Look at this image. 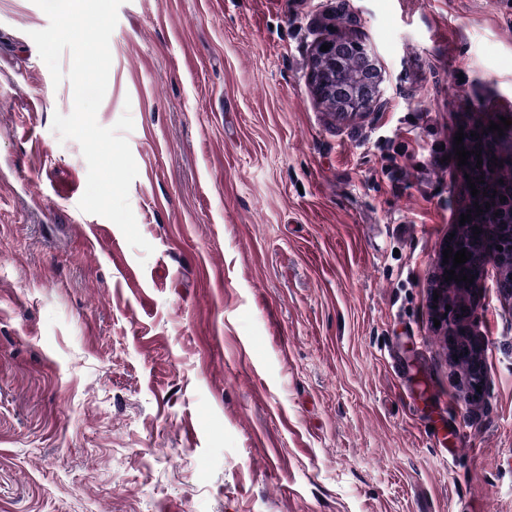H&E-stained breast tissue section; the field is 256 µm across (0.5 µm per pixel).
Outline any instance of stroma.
Instances as JSON below:
<instances>
[{
	"instance_id": "obj_1",
	"label": "stroma",
	"mask_w": 512,
	"mask_h": 512,
	"mask_svg": "<svg viewBox=\"0 0 512 512\" xmlns=\"http://www.w3.org/2000/svg\"><path fill=\"white\" fill-rule=\"evenodd\" d=\"M48 24L0 0V512H512V297L488 266L474 400L433 300L512 0H124L97 121L148 256L79 207ZM333 37L381 109L314 94ZM337 41L342 40L323 39L319 41L311 58L310 82L314 91L320 95L322 99L325 96L324 84L326 65L332 62V54ZM323 44L328 45L329 50L322 52L320 47ZM340 60V65L336 66V69L330 72L329 84L326 87L327 95L325 96L331 103L336 101V111L350 114L349 118H355L365 115L367 113L366 111L381 106L385 102V100L382 99L384 96L383 84L385 82V76L381 74V71H379V73L375 71L364 49L358 43L345 41L342 43ZM374 71L377 77L371 89L368 91V94L365 95L363 99H360L353 109V112H345L340 103L346 96V93H343V91H347L351 75L355 73L362 74L367 80L372 81L375 78V74H373ZM323 101L325 102L324 99ZM325 103L329 105L328 107L331 110H335L329 102Z\"/></svg>"
}]
</instances>
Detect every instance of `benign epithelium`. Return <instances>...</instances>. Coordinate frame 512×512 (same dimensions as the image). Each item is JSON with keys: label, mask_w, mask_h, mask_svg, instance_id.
I'll list each match as a JSON object with an SVG mask.
<instances>
[{"label": "benign epithelium", "mask_w": 512, "mask_h": 512, "mask_svg": "<svg viewBox=\"0 0 512 512\" xmlns=\"http://www.w3.org/2000/svg\"><path fill=\"white\" fill-rule=\"evenodd\" d=\"M324 44L329 47V50L325 52L320 50V46ZM335 47L336 40L323 39L317 43L311 58L310 82L314 91L322 97L325 96L326 65L332 62V54ZM384 82L385 76L381 73L377 74L368 94L356 104L353 112L350 113V117L363 116L367 111L375 109L384 103ZM503 195L508 205L509 223L486 226V230L497 236L499 245L503 247V250L492 253L486 249L484 240H464L457 234L453 239L444 242L441 250L438 251L436 291L439 297L436 305L440 319L443 321L446 320V305L448 304L454 310L463 307L470 312L474 311L477 292L480 289L481 280L489 264L492 263L500 267V270L507 272L508 276L512 277V183L504 186ZM449 246L455 251L464 248L471 253L470 274L475 276L472 284L463 287L450 281H445V270L448 269V265L443 263V250ZM447 342L450 357L467 358L466 368L469 376V396L472 397L477 394L476 387L483 384L485 377L482 345L473 331L472 323L455 322L454 327L447 336Z\"/></svg>", "instance_id": "benign-epithelium-1"}]
</instances>
